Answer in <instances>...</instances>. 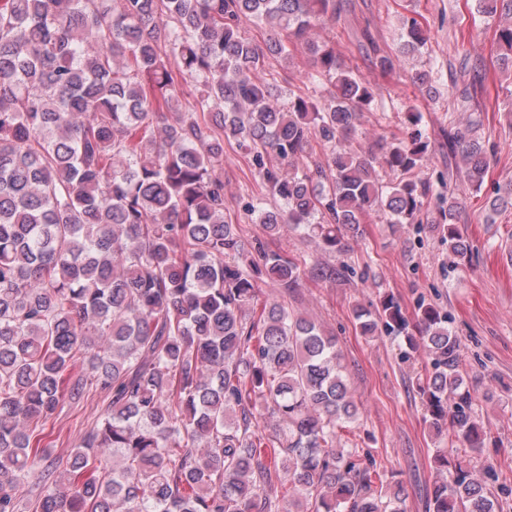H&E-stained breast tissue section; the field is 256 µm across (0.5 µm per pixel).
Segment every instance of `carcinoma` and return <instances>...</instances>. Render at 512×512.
I'll use <instances>...</instances> for the list:
<instances>
[{
  "instance_id": "cac0c4a2",
  "label": "carcinoma",
  "mask_w": 512,
  "mask_h": 512,
  "mask_svg": "<svg viewBox=\"0 0 512 512\" xmlns=\"http://www.w3.org/2000/svg\"><path fill=\"white\" fill-rule=\"evenodd\" d=\"M478 10L500 19L512 73V0ZM334 14L335 0H0V512H22V488L31 512H405L402 484L342 442L360 406L336 338L259 298L296 288L301 265L224 215L227 141L252 159L248 209L272 236L334 251L370 218L420 223L428 137L359 142L372 89L311 39ZM295 43L314 65L285 98L263 73ZM427 44L407 21L400 53ZM313 141L324 160L305 156ZM448 153L482 183L484 145L458 133ZM459 214L450 191L427 230L468 263ZM354 319L429 359L416 386L445 445L437 471L455 477L436 478L428 512H496L502 471L471 464L485 431L448 316L423 304L412 324L386 294ZM93 390L106 409L46 464V423Z\"/></svg>"
}]
</instances>
